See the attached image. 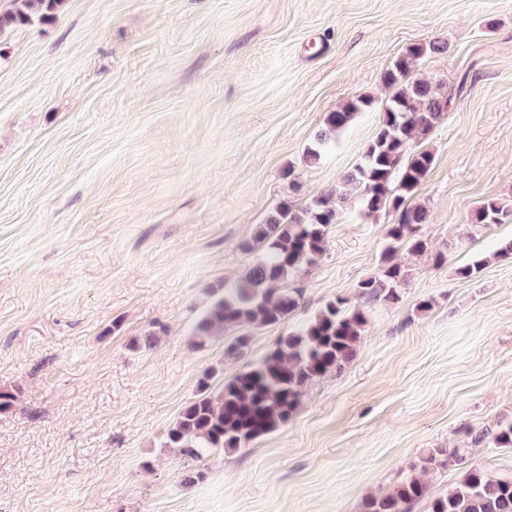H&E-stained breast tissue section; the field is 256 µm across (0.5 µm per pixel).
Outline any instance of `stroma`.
<instances>
[{
  "mask_svg": "<svg viewBox=\"0 0 512 512\" xmlns=\"http://www.w3.org/2000/svg\"><path fill=\"white\" fill-rule=\"evenodd\" d=\"M448 41L413 80L465 81L427 141L431 219L394 304L377 274L391 215L349 210L296 280L300 308L196 346L216 288L255 261L256 225L305 204L360 159L413 44ZM360 113L315 167L328 112ZM512 0H64L0 39V512H361L422 473L512 472L492 438L512 421ZM486 258L468 279L457 267ZM368 324L355 357L307 386L288 423L212 454L203 480L163 447L199 382L220 387L336 296ZM428 311H419L421 302ZM249 336L242 355L227 347ZM487 432L473 443L476 432ZM373 106V97L362 94L353 97L333 112H329L324 119L325 127L317 136L315 143L305 150V163L310 167L317 166L324 151L336 142L337 136L349 128L359 112L370 111ZM512 211L504 206L497 199H488L476 208L473 215L474 224H483L489 226L502 223Z\"/></svg>",
  "mask_w": 512,
  "mask_h": 512,
  "instance_id": "stroma-1",
  "label": "stroma"
}]
</instances>
